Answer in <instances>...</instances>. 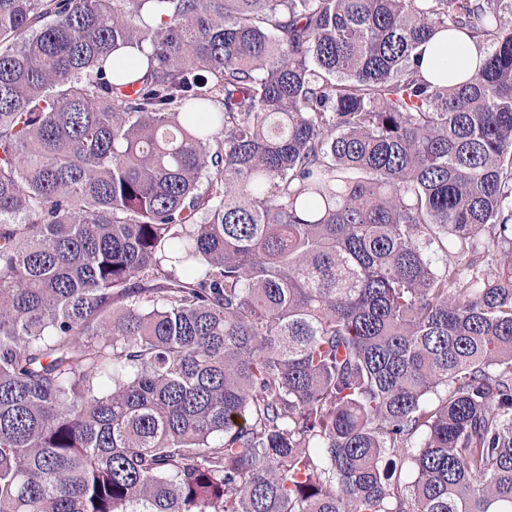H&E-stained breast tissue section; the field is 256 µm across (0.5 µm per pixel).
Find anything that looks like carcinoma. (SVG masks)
<instances>
[{"label":"carcinoma","instance_id":"obj_1","mask_svg":"<svg viewBox=\"0 0 512 512\" xmlns=\"http://www.w3.org/2000/svg\"><path fill=\"white\" fill-rule=\"evenodd\" d=\"M508 14L0 0V512H512ZM479 56V50L461 36H448L442 40L437 36L423 46L420 65L428 79L446 64L448 71L459 72L458 77L463 80Z\"/></svg>","mask_w":512,"mask_h":512}]
</instances>
